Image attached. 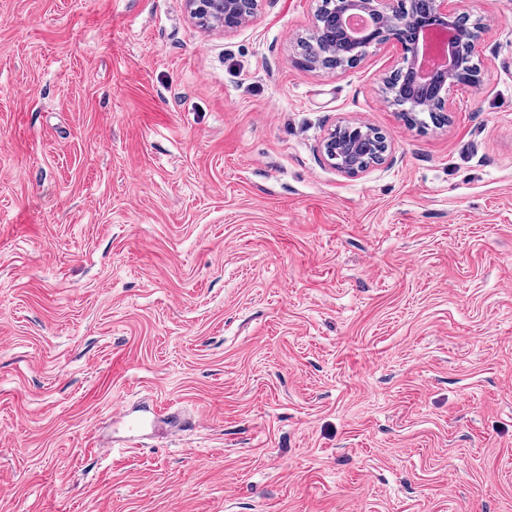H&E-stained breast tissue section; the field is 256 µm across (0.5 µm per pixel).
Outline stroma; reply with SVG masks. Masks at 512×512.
<instances>
[{"mask_svg": "<svg viewBox=\"0 0 512 512\" xmlns=\"http://www.w3.org/2000/svg\"><path fill=\"white\" fill-rule=\"evenodd\" d=\"M318 5L0 0V512H512V0L440 129L398 43L295 64ZM263 0H185L189 17L197 23L236 31L243 22L257 14ZM340 134L346 135V142L336 146ZM318 148L332 167L346 175H357L371 166L382 165L391 155L386 135L362 122L341 121L334 124L319 142ZM366 155L370 157L364 158ZM115 416L122 420L127 436L122 437V442L126 448H134L138 444L141 433L147 429L155 432H167L174 428H179L169 409L156 410L151 419L128 418L123 410L115 412Z\"/></svg>", "mask_w": 512, "mask_h": 512, "instance_id": "stroma-1", "label": "stroma"}]
</instances>
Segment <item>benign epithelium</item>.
<instances>
[{"label": "benign epithelium", "instance_id": "7a95c632", "mask_svg": "<svg viewBox=\"0 0 512 512\" xmlns=\"http://www.w3.org/2000/svg\"><path fill=\"white\" fill-rule=\"evenodd\" d=\"M263 0H185L189 17L197 23L229 33L256 15ZM332 18L314 15L310 39L301 44L296 63L308 71L330 73L359 61L366 48L389 42L401 44L403 66L384 80L383 92L398 107L407 123L422 112L431 113L438 124L445 120L450 90L467 85L472 75L459 52L448 46V63L442 69L428 70L434 46L420 41V35L433 27H453L458 40L480 39L484 18L457 7L448 0H417L414 14L401 11V0H328ZM360 14L367 19L359 32L348 30L346 18ZM338 172L357 175L374 165L386 163L391 146L385 134L362 122L341 121L331 127L318 145Z\"/></svg>", "mask_w": 512, "mask_h": 512}]
</instances>
